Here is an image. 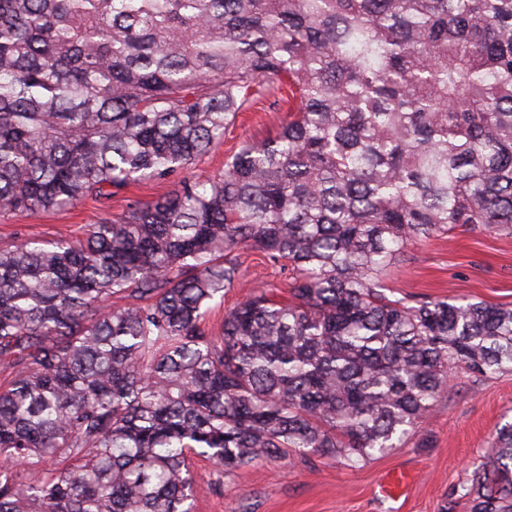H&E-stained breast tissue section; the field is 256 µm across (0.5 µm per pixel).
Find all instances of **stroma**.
Here are the masks:
<instances>
[{
	"label": "stroma",
	"instance_id": "obj_1",
	"mask_svg": "<svg viewBox=\"0 0 512 512\" xmlns=\"http://www.w3.org/2000/svg\"><path fill=\"white\" fill-rule=\"evenodd\" d=\"M286 115L246 112L223 142L199 159L189 177L223 170L224 159L246 139L273 135ZM169 181L128 186L108 206L86 199L75 207L30 216L0 214V242L15 233L35 240L80 236L86 225L122 213L135 200L168 193ZM244 286H266L287 295V270L253 249L240 252ZM393 299L465 297L512 303V234L457 229L410 242L387 272ZM512 421V372L479 377L456 370L420 431L397 447L350 467L333 459L300 456L257 460L229 474L194 462L198 489L193 512H440L448 495L465 485L474 463L491 457L493 435Z\"/></svg>",
	"mask_w": 512,
	"mask_h": 512
}]
</instances>
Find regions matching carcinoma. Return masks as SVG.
I'll list each match as a JSON object with an SVG mask.
<instances>
[{
	"label": "carcinoma",
	"instance_id": "cac0c4a2",
	"mask_svg": "<svg viewBox=\"0 0 512 512\" xmlns=\"http://www.w3.org/2000/svg\"><path fill=\"white\" fill-rule=\"evenodd\" d=\"M288 117L180 177L260 103ZM178 179L78 238L0 245V512H192L194 456L350 467L458 368L512 371V305L385 293L407 244L512 232V0H0V213ZM289 297L243 287L240 251ZM470 512H512V422ZM242 281L246 287L265 285L271 295L277 299L286 298L288 271L283 269L282 263L270 262L265 256L253 249H244L240 252Z\"/></svg>",
	"mask_w": 512,
	"mask_h": 512
}]
</instances>
